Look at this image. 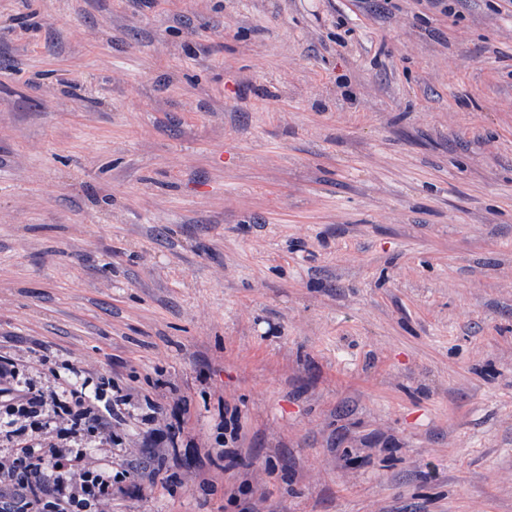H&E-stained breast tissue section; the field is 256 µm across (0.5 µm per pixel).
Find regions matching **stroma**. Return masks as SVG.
<instances>
[{
  "label": "stroma",
  "instance_id": "35a3bbf8",
  "mask_svg": "<svg viewBox=\"0 0 512 512\" xmlns=\"http://www.w3.org/2000/svg\"><path fill=\"white\" fill-rule=\"evenodd\" d=\"M0 355L134 395L112 512H512V7L0 0ZM173 418L174 422L171 420L165 424V430L157 429L156 432L152 434V442L154 445L166 443L168 448H179V443L182 441L183 429L181 420L175 415H173Z\"/></svg>",
  "mask_w": 512,
  "mask_h": 512
}]
</instances>
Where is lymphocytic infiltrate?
<instances>
[{
	"instance_id": "f902f5d3",
	"label": "lymphocytic infiltrate",
	"mask_w": 512,
	"mask_h": 512,
	"mask_svg": "<svg viewBox=\"0 0 512 512\" xmlns=\"http://www.w3.org/2000/svg\"><path fill=\"white\" fill-rule=\"evenodd\" d=\"M27 360L0 356V512H112L129 486L112 474V413L129 396L113 397L98 376L94 394L54 383L36 385ZM99 448L90 456L88 445Z\"/></svg>"
}]
</instances>
